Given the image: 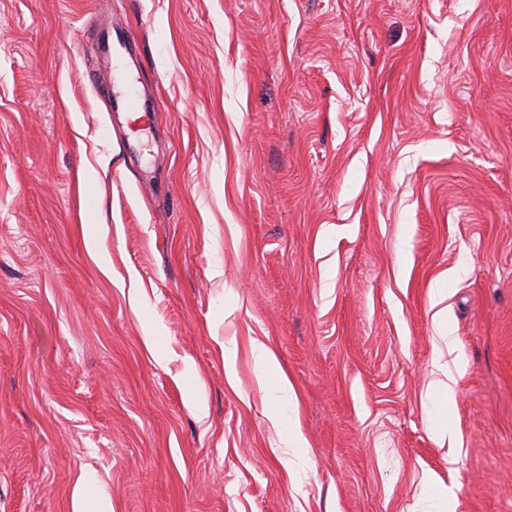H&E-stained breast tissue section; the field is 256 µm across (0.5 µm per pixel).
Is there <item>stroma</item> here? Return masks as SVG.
<instances>
[{
	"mask_svg": "<svg viewBox=\"0 0 512 512\" xmlns=\"http://www.w3.org/2000/svg\"><path fill=\"white\" fill-rule=\"evenodd\" d=\"M88 475L112 512H512V0H0V512ZM252 357L274 406L272 417L278 421V408L294 397V389L288 379L279 371L274 353L262 342L254 341L251 348Z\"/></svg>",
	"mask_w": 512,
	"mask_h": 512,
	"instance_id": "35a3bbf8",
	"label": "stroma"
}]
</instances>
